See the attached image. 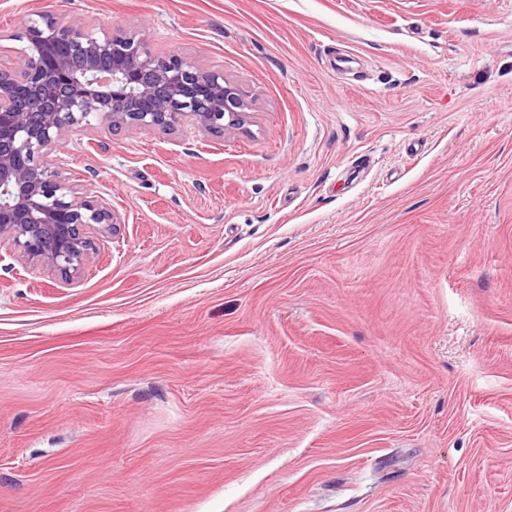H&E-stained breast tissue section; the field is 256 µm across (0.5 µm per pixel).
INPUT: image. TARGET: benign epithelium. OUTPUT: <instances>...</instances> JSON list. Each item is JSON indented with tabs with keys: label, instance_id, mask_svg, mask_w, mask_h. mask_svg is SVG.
I'll list each match as a JSON object with an SVG mask.
<instances>
[{
	"label": "benign epithelium",
	"instance_id": "benign-epithelium-1",
	"mask_svg": "<svg viewBox=\"0 0 512 512\" xmlns=\"http://www.w3.org/2000/svg\"><path fill=\"white\" fill-rule=\"evenodd\" d=\"M15 58L0 63V248L71 282L94 253L89 230L121 223L95 190L50 160L79 131L168 130L182 118L235 133L251 103L224 77L176 55L153 54L139 32L83 19H23Z\"/></svg>",
	"mask_w": 512,
	"mask_h": 512
}]
</instances>
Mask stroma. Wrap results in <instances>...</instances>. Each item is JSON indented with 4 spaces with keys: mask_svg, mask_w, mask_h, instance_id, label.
<instances>
[{
    "mask_svg": "<svg viewBox=\"0 0 512 512\" xmlns=\"http://www.w3.org/2000/svg\"><path fill=\"white\" fill-rule=\"evenodd\" d=\"M43 11L253 105L57 150L122 224L0 252V512H512V0H0L1 62Z\"/></svg>",
    "mask_w": 512,
    "mask_h": 512,
    "instance_id": "obj_1",
    "label": "stroma"
}]
</instances>
